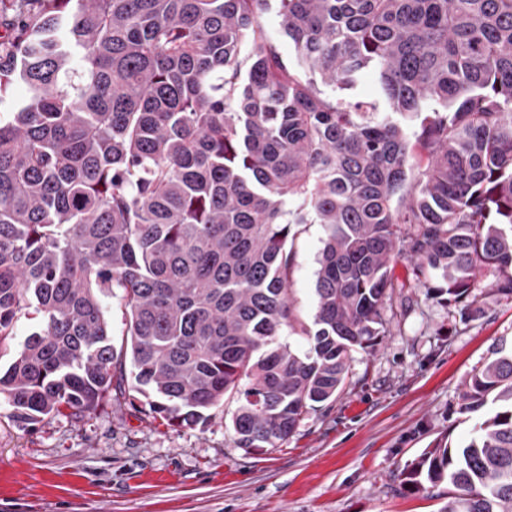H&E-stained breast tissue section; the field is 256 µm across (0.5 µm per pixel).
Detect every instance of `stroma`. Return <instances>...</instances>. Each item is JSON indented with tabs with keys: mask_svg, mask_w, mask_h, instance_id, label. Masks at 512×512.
Listing matches in <instances>:
<instances>
[{
	"mask_svg": "<svg viewBox=\"0 0 512 512\" xmlns=\"http://www.w3.org/2000/svg\"><path fill=\"white\" fill-rule=\"evenodd\" d=\"M323 237L322 225H306L293 248L306 322ZM392 275L376 351L353 352L343 390L273 448L236 446L231 400L224 418L182 429L114 402L24 429L0 404V512H440L448 484L414 488L398 473L473 436L459 394L496 346H512V300L480 296L482 315L464 321L418 287L408 256Z\"/></svg>",
	"mask_w": 512,
	"mask_h": 512,
	"instance_id": "1",
	"label": "stroma"
}]
</instances>
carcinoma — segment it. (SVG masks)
I'll list each match as a JSON object with an SVG mask.
<instances>
[{"label":"carcinoma","instance_id":"obj_1","mask_svg":"<svg viewBox=\"0 0 512 512\" xmlns=\"http://www.w3.org/2000/svg\"><path fill=\"white\" fill-rule=\"evenodd\" d=\"M0 28V349L38 319L0 371L19 426L106 400L193 426L234 398V442L273 447L375 350L402 254L463 320L480 287L512 299V0H0ZM369 67L380 96L348 97ZM479 411L399 472L456 488L440 512H512V350L464 383ZM272 3V7L268 13L264 16V24L270 37L274 40L276 45L279 47L284 58L289 61V64L296 68L302 76L305 75V71L298 65V61L293 49L292 44L289 42L280 31L278 24V18L276 16L275 5ZM323 238L322 225L307 224L303 233L296 239L293 248L295 262L292 292L300 317L307 323H311L316 307L315 273Z\"/></svg>","mask_w":512,"mask_h":512}]
</instances>
